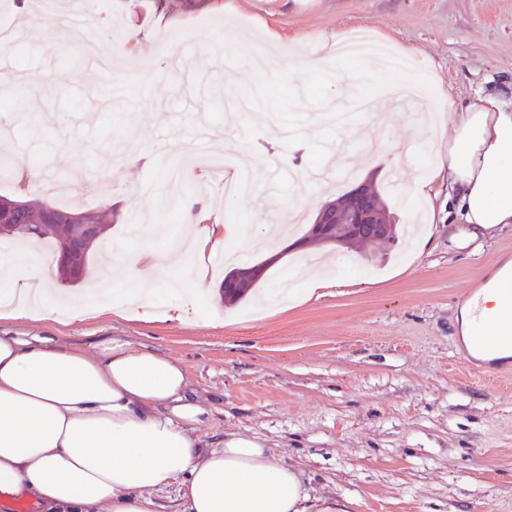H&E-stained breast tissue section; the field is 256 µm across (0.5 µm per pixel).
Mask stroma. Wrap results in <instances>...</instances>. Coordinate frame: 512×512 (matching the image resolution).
Returning a JSON list of instances; mask_svg holds the SVG:
<instances>
[{
    "mask_svg": "<svg viewBox=\"0 0 512 512\" xmlns=\"http://www.w3.org/2000/svg\"><path fill=\"white\" fill-rule=\"evenodd\" d=\"M92 27L62 34L72 49L105 38L113 69L62 73L46 40L50 15L23 0H0V25L16 33L0 51V117L14 126L11 169L0 195L67 210L105 211V246L89 254L77 285L121 288V263L144 237L142 219L181 233L182 203L202 196L235 236L207 261L224 272L225 250L254 264L270 253L264 226L335 198L376 173V186L408 232L391 251L367 242L321 248L331 285L307 298L304 250H291L258 285V299L225 302L202 288L192 265L181 286H158L168 319L116 315L52 323L0 319V329L61 336L92 348L109 340L148 348L183 364L210 416L212 443L233 433L262 442L302 472L312 512H512V377L475 374L460 348L461 296L480 289L492 265L512 259V228L480 248L448 245V176L438 155L458 112L484 95H512V0H86ZM360 29L406 52L414 77L432 90V125L392 107L369 119L341 99L348 80L363 98L397 83L363 58L320 63L323 48ZM209 132L212 152L252 153L262 196L226 204L224 178L206 167L178 169L158 144H191ZM379 140V155L315 183L336 147ZM83 180L44 194L46 180ZM430 183L425 201L416 183Z\"/></svg>",
    "mask_w": 512,
    "mask_h": 512,
    "instance_id": "obj_1",
    "label": "stroma"
}]
</instances>
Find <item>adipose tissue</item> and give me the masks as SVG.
<instances>
[{"label": "adipose tissue", "instance_id": "obj_1", "mask_svg": "<svg viewBox=\"0 0 512 512\" xmlns=\"http://www.w3.org/2000/svg\"><path fill=\"white\" fill-rule=\"evenodd\" d=\"M454 192L451 240H483L512 224V103L488 94L459 113L448 139ZM190 229L124 262L112 298L49 289L45 265L23 264L0 278V318L59 322L150 306L148 288L223 245L230 226L187 203ZM507 305L503 291L463 303L464 334L493 333ZM208 411L191 396L183 365L149 349L110 340L91 353L58 337L0 331V495L27 497L46 512H159L157 493L179 483L185 512H307L295 467L261 443L230 435L221 445L199 433Z\"/></svg>", "mask_w": 512, "mask_h": 512}]
</instances>
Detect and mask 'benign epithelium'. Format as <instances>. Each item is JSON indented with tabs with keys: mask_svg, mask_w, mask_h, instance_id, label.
I'll use <instances>...</instances> for the list:
<instances>
[{
	"mask_svg": "<svg viewBox=\"0 0 512 512\" xmlns=\"http://www.w3.org/2000/svg\"><path fill=\"white\" fill-rule=\"evenodd\" d=\"M374 192L373 180L367 179L352 187L347 195L322 205L310 224L309 232L294 247L333 246L348 249L366 236L385 244L394 242L396 225L387 210L373 201ZM0 230H51L60 236L62 253L77 256L86 252L88 245L103 234L105 227L100 224H86L79 214H60L50 224H1ZM283 256L284 253L281 252L262 263L233 270L224 279V287L237 294L248 292L268 267Z\"/></svg>",
	"mask_w": 512,
	"mask_h": 512,
	"instance_id": "obj_1",
	"label": "benign epithelium"
}]
</instances>
